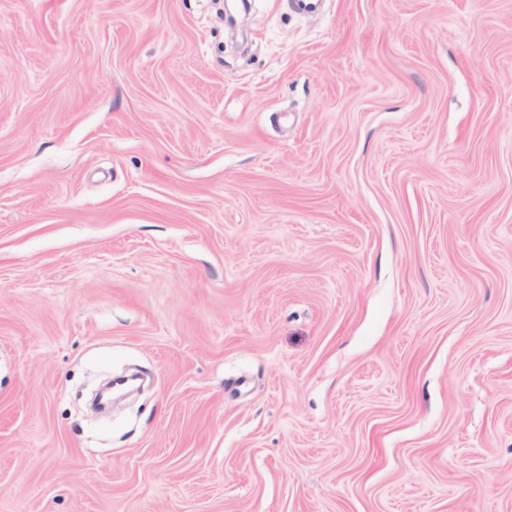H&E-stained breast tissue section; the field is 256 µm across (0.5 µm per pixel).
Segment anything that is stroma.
I'll list each match as a JSON object with an SVG mask.
<instances>
[{
  "label": "stroma",
  "instance_id": "35a3bbf8",
  "mask_svg": "<svg viewBox=\"0 0 512 512\" xmlns=\"http://www.w3.org/2000/svg\"><path fill=\"white\" fill-rule=\"evenodd\" d=\"M236 19L0 0V512H512V0Z\"/></svg>",
  "mask_w": 512,
  "mask_h": 512
}]
</instances>
